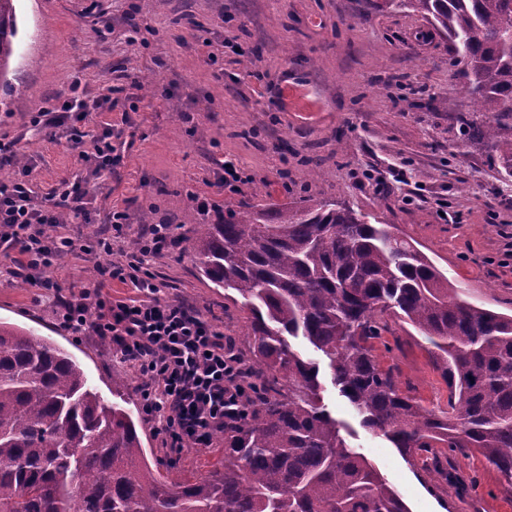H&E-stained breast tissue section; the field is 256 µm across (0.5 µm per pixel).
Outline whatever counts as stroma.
<instances>
[{
	"label": "stroma",
	"mask_w": 512,
	"mask_h": 512,
	"mask_svg": "<svg viewBox=\"0 0 512 512\" xmlns=\"http://www.w3.org/2000/svg\"><path fill=\"white\" fill-rule=\"evenodd\" d=\"M15 42L9 84L0 86V137L18 139L38 196L85 170L66 139L32 127L37 110L69 96L75 79L89 97L108 93L116 104L86 125L110 123L121 157L111 174L88 184L90 223L51 232L82 245L113 210L127 222L111 253L77 251L47 269L62 296L120 261L146 223L165 219L178 226L180 242L149 263L162 297L237 335L244 311L225 313L223 289L192 262L186 210L193 196L207 198L209 224L246 205L303 208L331 198L394 225L463 299L512 315V178L463 134L457 117L470 104L462 66L414 13L376 0H19ZM222 160L240 166L238 190L219 187ZM0 321L53 339L92 388L140 414L137 375L98 337L62 327L52 301L23 278L0 280ZM395 329L402 346L378 349L382 366L396 367L401 385L424 405L447 407L448 384L431 345L409 325ZM292 346L318 365L327 410L409 512H512V486L476 454L457 459L471 493L438 501L419 465L361 426L325 357L305 339ZM118 378L126 386L116 393ZM139 424L147 461L160 473H205L224 456L217 436L167 463L154 423Z\"/></svg>",
	"instance_id": "1"
}]
</instances>
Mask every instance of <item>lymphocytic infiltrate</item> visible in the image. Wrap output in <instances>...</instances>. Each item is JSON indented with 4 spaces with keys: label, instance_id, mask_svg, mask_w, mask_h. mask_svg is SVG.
<instances>
[{
    "label": "lymphocytic infiltrate",
    "instance_id": "obj_1",
    "mask_svg": "<svg viewBox=\"0 0 512 512\" xmlns=\"http://www.w3.org/2000/svg\"><path fill=\"white\" fill-rule=\"evenodd\" d=\"M71 96L38 110L33 126L70 131L89 121L92 113L113 108L111 96L89 102L73 81ZM71 149L86 163L85 179L62 182L56 203H45L31 186L29 170H19L0 183V255L18 254L19 270L27 282L48 291L55 299L61 325L74 333L93 332L139 376L142 409L159 426L171 459L190 448L208 447L224 430V422L240 411L241 387L234 380L239 370L229 353V339L195 310L165 301L161 285L148 262L179 241L171 224L149 225L123 261L100 268L92 287L64 298L56 281L44 277L62 255L74 252V242L49 234L63 215L86 222L92 199L86 180L112 168V126L104 124L90 139L70 136ZM116 280L136 292L126 301L112 300L104 288Z\"/></svg>",
    "mask_w": 512,
    "mask_h": 512
}]
</instances>
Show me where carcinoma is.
<instances>
[{
	"label": "carcinoma",
	"instance_id": "1",
	"mask_svg": "<svg viewBox=\"0 0 512 512\" xmlns=\"http://www.w3.org/2000/svg\"><path fill=\"white\" fill-rule=\"evenodd\" d=\"M16 0H0V83L17 36ZM419 14L463 65L475 117L469 139L512 178V0H381ZM200 274L248 310L235 342L246 388L224 421V459L206 474L167 478L141 464L136 422L88 384L53 341L0 324V512H408L322 405L327 360L362 426L422 462L440 498L468 492L455 456L481 454L512 485V316L450 292L418 248L355 210L323 200L236 212L193 227ZM436 349L448 407L429 408L381 366L389 320Z\"/></svg>",
	"mask_w": 512,
	"mask_h": 512
}]
</instances>
